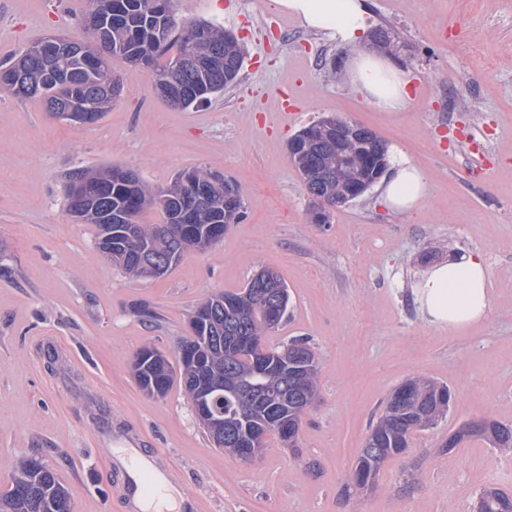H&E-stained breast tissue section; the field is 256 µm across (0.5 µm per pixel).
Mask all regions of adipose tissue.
I'll list each match as a JSON object with an SVG mask.
<instances>
[{"instance_id": "1", "label": "adipose tissue", "mask_w": 512, "mask_h": 512, "mask_svg": "<svg viewBox=\"0 0 512 512\" xmlns=\"http://www.w3.org/2000/svg\"><path fill=\"white\" fill-rule=\"evenodd\" d=\"M277 9L296 17L306 28L325 33L337 43L353 46L347 65L349 85L377 109L396 116L409 106L410 78L383 57L357 51L367 26L366 0H274ZM393 174L382 200L393 213L415 209L428 181L422 169L402 150H395ZM424 320L437 327H473L485 323L491 309L489 273L482 257L431 266L415 286Z\"/></svg>"}]
</instances>
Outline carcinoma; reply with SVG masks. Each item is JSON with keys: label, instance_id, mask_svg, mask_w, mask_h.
Here are the masks:
<instances>
[{"label": "carcinoma", "instance_id": "obj_1", "mask_svg": "<svg viewBox=\"0 0 512 512\" xmlns=\"http://www.w3.org/2000/svg\"><path fill=\"white\" fill-rule=\"evenodd\" d=\"M89 11L98 13V23L82 27L78 40L90 45L103 44L104 59L93 69L65 44L50 60L22 49L10 61L0 65V95L18 99L41 98L48 112L57 108L83 111L91 108L94 118L101 117L112 105L114 97L100 86V72L113 68L114 62H129L152 70L154 90L171 105L189 108L231 86L225 77L241 68L243 47L223 26L206 20H183L178 17L175 0H90ZM218 51L214 61L203 53L199 62L183 70L176 69L201 36ZM175 55L165 63L160 59L170 50ZM27 73L28 80L16 84L7 70ZM301 159L295 168L309 186H316L330 196L351 189L367 191L376 182L378 165H387L385 144L375 132L366 128L363 136L340 140L333 131H322L313 140L300 142ZM81 180L103 185L110 196L112 228L101 217L100 205L86 203L83 222L98 227L97 241L112 233L107 245L114 264L127 274L144 277L141 264L158 255L171 254L182 258L183 240L174 230L180 223L182 209H193L195 224L210 229L246 216V202L240 190L205 168L196 167L179 173L172 184L156 191L138 175L127 174L120 167H105L73 174L68 195ZM201 183L210 189L204 203H195L190 184ZM149 207H157L164 215L161 224H141L138 216ZM138 228L137 240L128 239L123 225ZM259 275H254L244 288L235 292L212 294L194 310L191 320L199 323L196 335L184 339L180 346L198 353L197 360L176 362L156 357L157 350L144 348L132 362L131 374L140 387L154 385L167 394L174 377H179L193 405L208 389L209 382L219 376L231 383L223 398L209 400L207 412L199 420L208 439L216 446L221 437H258L267 444L271 434L284 440L283 426L297 417L292 399L282 397L293 370L288 368L289 345L270 349L264 345L267 335L268 311L259 302L256 290ZM238 334L251 336L261 345L262 359L267 364L266 376L255 375V352L251 345L227 344L224 337ZM259 383L264 392L273 395L275 405L261 400L252 405L249 414L240 415L234 387ZM413 387L410 398L400 408L390 404L380 417L352 473L370 477L385 461L403 454L410 433L435 422L450 408V389L423 379L409 380ZM483 436L499 448H512V427L496 422L464 425L448 436L442 447L450 451L463 440ZM34 459L22 461L15 469L9 490L0 495V512H72L71 497L46 465L36 468ZM476 512H512V495L496 488L483 489Z\"/></svg>", "mask_w": 512, "mask_h": 512}]
</instances>
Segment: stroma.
Wrapping results in <instances>:
<instances>
[{"label": "stroma", "instance_id": "1", "mask_svg": "<svg viewBox=\"0 0 512 512\" xmlns=\"http://www.w3.org/2000/svg\"><path fill=\"white\" fill-rule=\"evenodd\" d=\"M367 7L361 47L388 29L385 55L411 77L412 102L396 118L332 78L348 47L273 0H178L180 16L224 25L246 52L235 86L202 106L169 105L151 71L122 63L123 92L92 124L54 118L37 99L0 98V494L14 464L36 457L74 512H123L114 450L134 437L160 453L198 512H473L482 488L512 495V450L480 436L440 447L466 422L512 426V0ZM87 10L88 0H0V63L47 34L79 37ZM284 86L301 99L291 119L273 96ZM327 116L373 130L424 169L428 192L415 210L389 212L373 187L329 223H310L288 142ZM104 165L135 169L157 189L182 170L210 169L240 189L247 214L166 275L130 278L68 207L70 175ZM469 253L490 271L487 322L429 325L415 281ZM263 267L290 296L265 343L310 340L319 399L296 449L273 437L244 462L213 448L180 383L146 396L130 366L145 346L174 355L203 298L240 290ZM413 377L448 385L447 415L414 432L372 487H349L388 397Z\"/></svg>", "mask_w": 512, "mask_h": 512}]
</instances>
